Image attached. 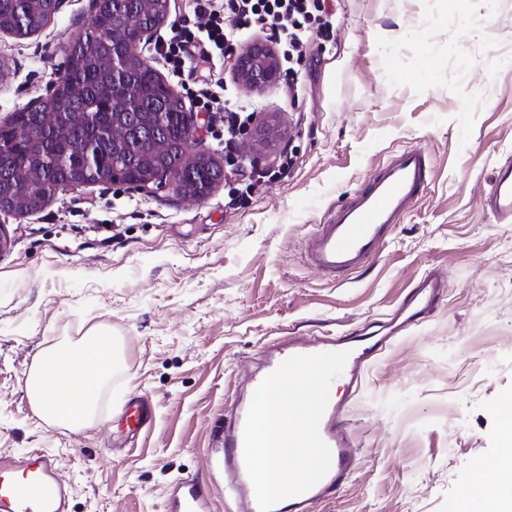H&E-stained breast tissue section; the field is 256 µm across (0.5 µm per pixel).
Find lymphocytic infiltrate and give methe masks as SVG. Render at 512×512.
I'll list each match as a JSON object with an SVG mask.
<instances>
[{
  "label": "lymphocytic infiltrate",
  "instance_id": "lymphocytic-infiltrate-1",
  "mask_svg": "<svg viewBox=\"0 0 512 512\" xmlns=\"http://www.w3.org/2000/svg\"><path fill=\"white\" fill-rule=\"evenodd\" d=\"M267 29L283 52L286 87L292 94L303 89V62L309 42L316 37L332 40L338 27L330 0H193L191 15L177 16L153 44L173 77L198 75L195 105L198 111L224 116V143L232 145L256 108L226 94L213 70L230 65L235 45L244 30Z\"/></svg>",
  "mask_w": 512,
  "mask_h": 512
}]
</instances>
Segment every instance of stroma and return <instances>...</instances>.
<instances>
[{"instance_id":"1","label":"stroma","mask_w":512,"mask_h":512,"mask_svg":"<svg viewBox=\"0 0 512 512\" xmlns=\"http://www.w3.org/2000/svg\"><path fill=\"white\" fill-rule=\"evenodd\" d=\"M336 42L313 41L305 91L265 90L221 71L278 137L201 129L190 156L224 178L201 201L171 189L81 185L40 211L0 213V452L55 455L72 512H164L176 482L207 483L214 512H232L216 451L224 410L246 394L263 348L288 334H336L381 320L417 280L448 288L438 307L387 345L350 394L359 467L311 512H448L496 470L499 404L512 398V224L483 200L512 160V0H338ZM89 0H64L25 38L0 35V122L48 97L65 49L90 21ZM424 147L428 183L367 269L336 278L306 265L304 238L393 153ZM243 207L224 195L233 171L275 169ZM112 334L121 364L92 428L51 427L25 381L43 350ZM153 422L123 431L130 395Z\"/></svg>"}]
</instances>
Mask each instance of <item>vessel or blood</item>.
Here are the masks:
<instances>
[{
	"label": "vessel or blood",
	"mask_w": 512,
	"mask_h": 512,
	"mask_svg": "<svg viewBox=\"0 0 512 512\" xmlns=\"http://www.w3.org/2000/svg\"><path fill=\"white\" fill-rule=\"evenodd\" d=\"M428 172L424 148L412 146L394 154L354 191L347 203L328 212L324 222L315 225L306 241L309 267L324 276L363 269L379 254L385 240L417 200ZM483 204L497 223L512 224L511 162L496 168ZM446 288L445 281L436 276L424 277L414 284L395 312L402 327L415 325L430 314ZM387 341V336L368 325L334 336H287L265 351L262 367L251 380L255 387L289 357L342 350L350 353L342 376L345 395L329 400L319 426L320 435L331 450L330 470L307 492L279 500L272 512H310L311 505L337 494L349 482L358 457L346 418V396L362 385L374 353ZM250 405L247 397L238 402L225 418L221 435L224 490L232 497L235 512H259L243 456V432ZM152 418L150 405L142 397L125 403L128 436L139 435ZM70 501L71 489L59 474L56 457L40 449L22 455L0 452V512H71ZM210 507L209 489L196 478L177 483L165 505L166 512H210Z\"/></svg>",
	"instance_id": "obj_1"
}]
</instances>
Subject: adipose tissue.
Instances as JSON below:
<instances>
[{"label": "adipose tissue", "instance_id": "adipose-tissue-1", "mask_svg": "<svg viewBox=\"0 0 512 512\" xmlns=\"http://www.w3.org/2000/svg\"><path fill=\"white\" fill-rule=\"evenodd\" d=\"M103 335L96 329L75 345L47 349L34 361L26 379L27 399L36 416L50 425H59L73 432L90 428L94 408L112 373L120 363L116 342L99 346ZM81 360L68 383L65 398H58L49 389L47 380L63 372L71 357ZM502 446L492 465L498 470L497 482L488 488L474 490L458 503L457 512H488L489 508L504 507L512 502V423L504 422Z\"/></svg>", "mask_w": 512, "mask_h": 512}]
</instances>
